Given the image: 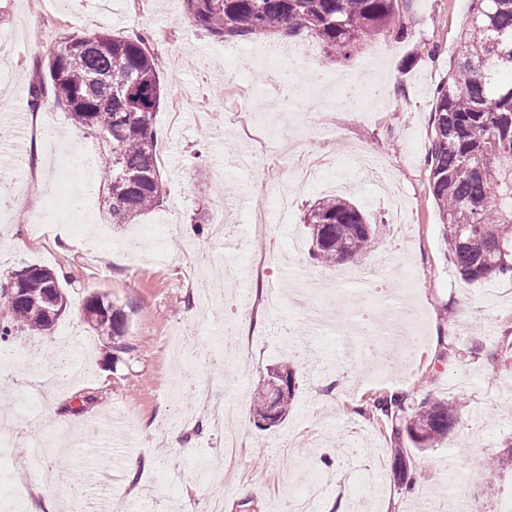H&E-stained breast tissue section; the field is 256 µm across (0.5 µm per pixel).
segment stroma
I'll return each mask as SVG.
<instances>
[{
    "label": "stroma",
    "instance_id": "obj_1",
    "mask_svg": "<svg viewBox=\"0 0 512 512\" xmlns=\"http://www.w3.org/2000/svg\"><path fill=\"white\" fill-rule=\"evenodd\" d=\"M470 0H411L403 14L408 36L388 35L351 60L328 53L310 32L262 36L250 43H217L186 17L182 0H0V30L11 45L0 50V189L23 183L0 223V281L10 271L39 265L66 273V314L51 332L17 333L0 364V414L32 376L42 389L21 420L0 429V442L18 450L40 434L60 447L41 458L57 480L45 492L70 512L72 502L111 491L125 512H206L213 500L223 512H284L294 490L310 485L319 512H353L355 494L369 512H448L447 496L465 512H492L512 493V470L488 466L512 441V365L494 366L499 336L512 331V277L465 281L443 241L433 200L427 154L437 88L455 62L456 43L469 20ZM150 30L163 86L153 115L158 164L167 197L162 207L132 224H112L92 184L80 211L58 189L69 183L67 161H51L39 125L53 122L71 158L97 157L96 140L78 131L53 103L24 126L39 47L72 32ZM308 51L294 61L291 46ZM316 69L328 78H365L380 94L367 112L343 109L333 92L294 111L276 68ZM248 111L247 126L234 116ZM301 141L334 151L329 178L350 182L348 197L365 205L372 223L389 224L387 203L354 183L347 162L356 148L381 154L396 172L414 216V234L392 254L375 250L348 264L354 275V307L325 306L334 321L356 319L361 303L389 288L408 294L420 312L423 341L402 373L376 372L380 362L361 356L364 336L311 330L309 308L291 296L302 277L320 278L329 293L340 290L332 271L310 260L303 216L326 196L321 180L295 183L285 145ZM223 180L224 195L214 184ZM293 200L288 223L278 221L272 200ZM53 216L49 236L34 237L38 212ZM249 266L247 282L229 279L214 289L209 307L199 293L216 259ZM102 296L127 315L130 349L112 357V341L84 319V303ZM92 371L80 370L82 354ZM305 359L288 418L267 431L251 415L252 397L267 368L287 356ZM202 368L190 413L204 431L172 446L163 421L174 412L189 360ZM375 391H398L409 402L449 399L458 423L438 446L410 454L416 479L405 493L393 477L391 424L362 405ZM234 407L236 424L220 432L214 419ZM142 466L121 469L128 457Z\"/></svg>",
    "mask_w": 512,
    "mask_h": 512
}]
</instances>
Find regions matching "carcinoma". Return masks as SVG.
<instances>
[{
    "label": "carcinoma",
    "mask_w": 512,
    "mask_h": 512,
    "mask_svg": "<svg viewBox=\"0 0 512 512\" xmlns=\"http://www.w3.org/2000/svg\"><path fill=\"white\" fill-rule=\"evenodd\" d=\"M195 27L216 42H248L258 35L314 34L344 59L390 31L403 36L401 11L408 0H184ZM455 66L439 87L432 113L433 136L427 156L432 196L443 240L463 279L487 281L512 273V0H470V21L460 35ZM45 71L29 90V108L53 98L80 130L102 149L99 178L106 188L103 211L114 224H130L163 206L166 190L151 126L162 85L144 32L108 30L71 34L45 51ZM309 253L324 268L355 262L378 247L377 225L355 203L323 197L304 217ZM21 287L24 301L0 284V342L18 330L42 334L65 313L68 298L58 275L30 268ZM85 318L112 338L120 356L130 347L125 312L111 303ZM281 385L268 384L253 397L254 421L273 427L284 420L296 396L298 367L281 361L268 369ZM370 411L395 423L394 442L407 437L416 449L432 448L458 423L457 405L445 399L407 404L400 392H376ZM400 484L409 492L402 448L392 449Z\"/></svg>",
    "instance_id": "obj_1"
}]
</instances>
